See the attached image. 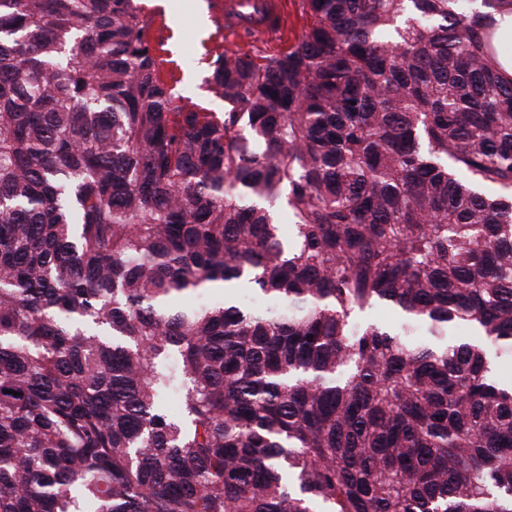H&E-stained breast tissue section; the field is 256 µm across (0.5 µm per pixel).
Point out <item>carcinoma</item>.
Wrapping results in <instances>:
<instances>
[{"mask_svg": "<svg viewBox=\"0 0 512 512\" xmlns=\"http://www.w3.org/2000/svg\"><path fill=\"white\" fill-rule=\"evenodd\" d=\"M503 5L302 0L219 118L134 0H0V512H512Z\"/></svg>", "mask_w": 512, "mask_h": 512, "instance_id": "carcinoma-1", "label": "carcinoma"}]
</instances>
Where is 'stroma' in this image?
<instances>
[{
    "mask_svg": "<svg viewBox=\"0 0 512 512\" xmlns=\"http://www.w3.org/2000/svg\"><path fill=\"white\" fill-rule=\"evenodd\" d=\"M284 34L281 40L259 37L239 46L218 26L215 14L224 0H139L155 41L164 45L161 72L174 88L175 106L200 112L224 113L223 101L204 82L217 54L239 52L260 58L295 44L307 22L300 0H284Z\"/></svg>",
    "mask_w": 512,
    "mask_h": 512,
    "instance_id": "35a3bbf8",
    "label": "stroma"
}]
</instances>
